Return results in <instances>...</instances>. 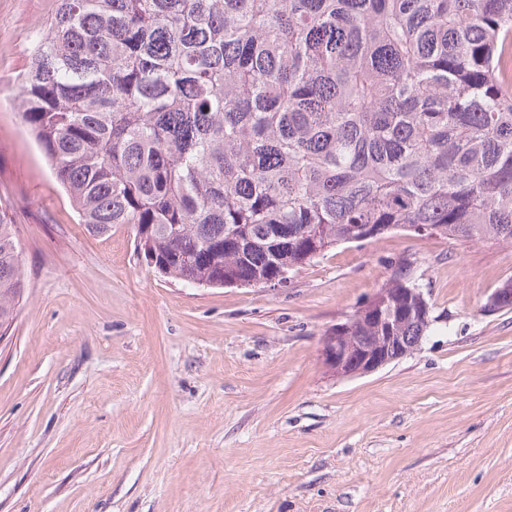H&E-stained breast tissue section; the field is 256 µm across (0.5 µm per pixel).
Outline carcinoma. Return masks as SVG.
<instances>
[{
	"label": "carcinoma",
	"mask_w": 512,
	"mask_h": 512,
	"mask_svg": "<svg viewBox=\"0 0 512 512\" xmlns=\"http://www.w3.org/2000/svg\"><path fill=\"white\" fill-rule=\"evenodd\" d=\"M17 101L80 223L186 284L512 243V0H58ZM24 288L1 212L0 328Z\"/></svg>",
	"instance_id": "obj_1"
}]
</instances>
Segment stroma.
I'll list each match as a JSON object with an SVG mask.
<instances>
[{"mask_svg": "<svg viewBox=\"0 0 512 512\" xmlns=\"http://www.w3.org/2000/svg\"><path fill=\"white\" fill-rule=\"evenodd\" d=\"M56 0H0V211L26 288L0 338V512H512V244L394 230L285 286L191 287L95 235L14 105ZM434 322L378 371L321 340L398 263ZM512 279L503 282L488 296L482 306L483 313H495L507 309L512 310Z\"/></svg>", "mask_w": 512, "mask_h": 512, "instance_id": "1", "label": "stroma"}]
</instances>
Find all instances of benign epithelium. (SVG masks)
I'll use <instances>...</instances> for the list:
<instances>
[{"instance_id":"1","label":"benign epithelium","mask_w":512,"mask_h":512,"mask_svg":"<svg viewBox=\"0 0 512 512\" xmlns=\"http://www.w3.org/2000/svg\"><path fill=\"white\" fill-rule=\"evenodd\" d=\"M512 308V289L496 288L485 313ZM433 322L431 307L418 288L377 289L344 323L323 337V360L336 378L373 373L418 348Z\"/></svg>"}]
</instances>
